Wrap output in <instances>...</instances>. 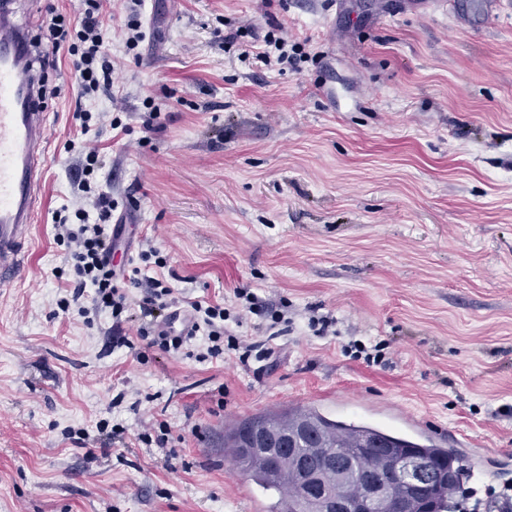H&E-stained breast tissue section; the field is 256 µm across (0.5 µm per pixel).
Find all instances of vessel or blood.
Here are the masks:
<instances>
[{"label":"vessel or blood","instance_id":"1","mask_svg":"<svg viewBox=\"0 0 512 512\" xmlns=\"http://www.w3.org/2000/svg\"><path fill=\"white\" fill-rule=\"evenodd\" d=\"M23 32L0 14V286L23 269L48 161L49 128L38 112L39 85Z\"/></svg>","mask_w":512,"mask_h":512}]
</instances>
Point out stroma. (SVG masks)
Instances as JSON below:
<instances>
[{"label":"stroma","instance_id":"stroma-1","mask_svg":"<svg viewBox=\"0 0 512 512\" xmlns=\"http://www.w3.org/2000/svg\"><path fill=\"white\" fill-rule=\"evenodd\" d=\"M456 2L431 15L409 0H111L118 102L89 106L120 107V130H81L71 60L38 71L51 160L25 269L0 288V512H268L224 431L298 406L403 433L409 412L444 448L466 434L477 497L512 495V0ZM2 7L35 39L48 9L75 20L84 4ZM245 22L283 27L298 67L225 46ZM86 145L113 221L165 262L144 275L223 304L232 335H273L272 364L209 355L204 328L147 347L137 319L116 348L110 311L62 310L75 276L54 222ZM311 307L334 335L308 328ZM353 338L380 357L342 352ZM105 429L121 442L101 448Z\"/></svg>","mask_w":512,"mask_h":512}]
</instances>
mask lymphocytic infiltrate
I'll return each instance as SVG.
<instances>
[{
	"mask_svg": "<svg viewBox=\"0 0 512 512\" xmlns=\"http://www.w3.org/2000/svg\"><path fill=\"white\" fill-rule=\"evenodd\" d=\"M85 9L75 29H68L62 15L52 17L49 24L42 29L39 42L42 52L36 55L35 61L40 67L46 68L57 63L60 55L72 56L74 77L80 95L98 94L104 98L112 96V59L108 56L100 39L103 25V14L108 0H84ZM242 57H250L264 66L272 64L296 65L302 57L299 45L288 42V35L280 28H273L263 35L260 44L246 45L241 52ZM99 166V155L96 149L85 151L83 167L84 179L78 188L92 198L91 209L76 208L75 218L80 223L78 231H68V259L73 267L76 279L70 299L62 300V307L80 303L84 297H91L96 308L110 310L113 319H121L130 305L128 295L119 286V277L114 273L107 260L108 223L112 217L113 203L109 192L100 190L91 178ZM134 285L145 286L146 292L139 300L140 316L145 324L140 327L139 334L147 340L149 346H157L163 350H177L183 345L180 337H169L161 333V310L167 309V296L171 290L163 280L149 277L141 278L140 268H133ZM192 308L202 314L203 320L210 325L209 338L211 345L208 352L211 356H219L223 349H245L258 352L260 357L271 356L272 350L265 341L255 340L246 336H225L219 321L224 317V309L218 305H202L193 302Z\"/></svg>",
	"mask_w": 512,
	"mask_h": 512,
	"instance_id": "lymphocytic-infiltrate-1",
	"label": "lymphocytic infiltrate"
}]
</instances>
